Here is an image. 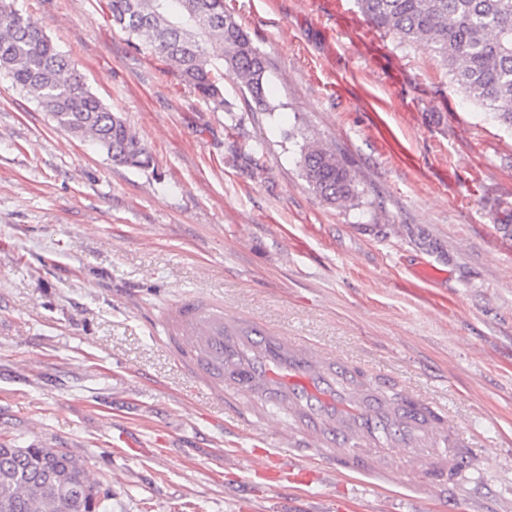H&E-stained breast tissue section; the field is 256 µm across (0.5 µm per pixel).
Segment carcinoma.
<instances>
[{"instance_id": "cac0c4a2", "label": "carcinoma", "mask_w": 512, "mask_h": 512, "mask_svg": "<svg viewBox=\"0 0 512 512\" xmlns=\"http://www.w3.org/2000/svg\"><path fill=\"white\" fill-rule=\"evenodd\" d=\"M374 28L429 50L466 99L512 126V0H357ZM112 22L163 56L179 81L224 108L222 70L233 73L255 108L267 110L268 63L224 0H108ZM0 70L58 126L88 138L115 165L147 168L152 157L119 113L85 85L75 64L14 0H0ZM328 204L359 197L355 175L332 149L311 143L300 160ZM0 512H99L112 482L54 448L1 450Z\"/></svg>"}]
</instances>
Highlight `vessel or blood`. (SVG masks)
Returning <instances> with one entry per match:
<instances>
[{
    "label": "vessel or blood",
    "mask_w": 512,
    "mask_h": 512,
    "mask_svg": "<svg viewBox=\"0 0 512 512\" xmlns=\"http://www.w3.org/2000/svg\"><path fill=\"white\" fill-rule=\"evenodd\" d=\"M163 332L175 363L237 421L250 422L253 408L288 414L292 424L270 462L313 464L382 488L399 485L400 473L365 452L383 443L404 452L410 471L432 476L421 488L425 495L463 472L464 435L445 410L416 392L394 403L346 358L308 340L190 296L166 309Z\"/></svg>",
    "instance_id": "1"
}]
</instances>
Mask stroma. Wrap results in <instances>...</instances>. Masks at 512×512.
I'll list each match as a JSON object with an SVG mask.
<instances>
[{"mask_svg":"<svg viewBox=\"0 0 512 512\" xmlns=\"http://www.w3.org/2000/svg\"><path fill=\"white\" fill-rule=\"evenodd\" d=\"M15 5L153 162L113 165L0 71V442L75 452L111 477L105 512H512V128L356 0H224L268 62L266 112L230 74L215 109L106 0ZM308 141L358 201L309 187ZM187 296L425 393L486 456L423 498L268 482L247 451L288 419L244 430L202 397L159 326ZM300 164L309 185L328 204L359 198L355 175L332 149L318 143L308 144L302 150Z\"/></svg>","mask_w":512,"mask_h":512,"instance_id":"35a3bbf8","label":"stroma"}]
</instances>
